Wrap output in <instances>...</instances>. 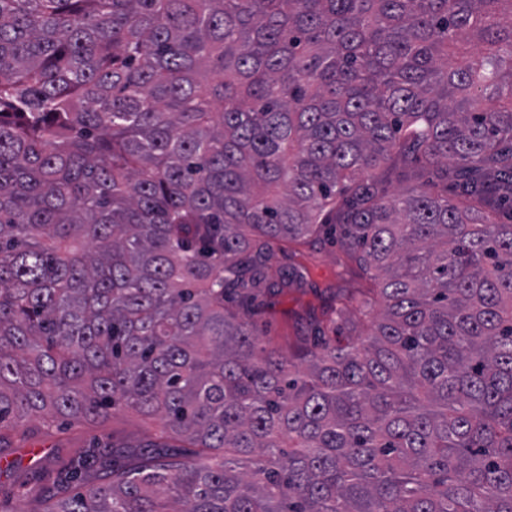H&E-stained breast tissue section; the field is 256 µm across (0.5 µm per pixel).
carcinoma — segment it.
Segmentation results:
<instances>
[{
  "mask_svg": "<svg viewBox=\"0 0 512 512\" xmlns=\"http://www.w3.org/2000/svg\"><path fill=\"white\" fill-rule=\"evenodd\" d=\"M323 215L382 312L302 369L225 299ZM47 409L164 425L33 512H512V0H0V456Z\"/></svg>",
  "mask_w": 512,
  "mask_h": 512,
  "instance_id": "obj_1",
  "label": "carcinoma"
}]
</instances>
